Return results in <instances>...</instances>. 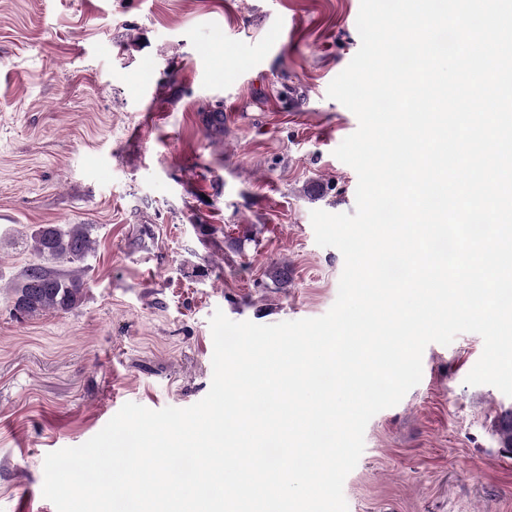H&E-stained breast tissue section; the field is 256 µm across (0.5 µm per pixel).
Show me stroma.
Here are the masks:
<instances>
[{"label":"stroma","instance_id":"stroma-1","mask_svg":"<svg viewBox=\"0 0 512 512\" xmlns=\"http://www.w3.org/2000/svg\"><path fill=\"white\" fill-rule=\"evenodd\" d=\"M359 8L0 0V512L23 493L56 512L46 455L125 403L203 399L215 311L269 325L332 307L344 259L316 244L311 213L356 207L334 151L358 120L327 89L360 47ZM42 224L89 225L84 297L23 317L12 289ZM482 351L475 333L425 348L420 383L365 429L348 512H512V397L465 382Z\"/></svg>","mask_w":512,"mask_h":512}]
</instances>
